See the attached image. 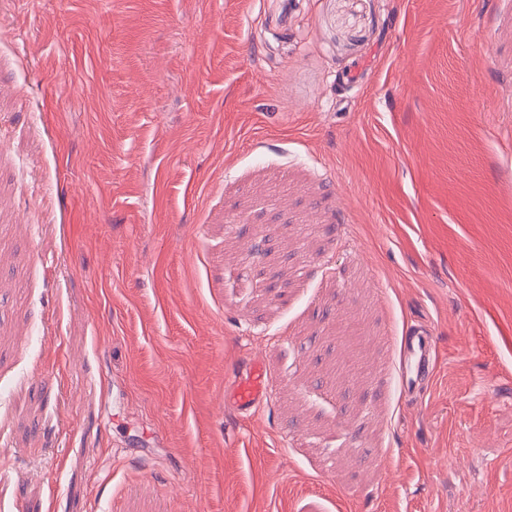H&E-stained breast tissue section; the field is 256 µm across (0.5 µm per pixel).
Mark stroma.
<instances>
[{"label": "stroma", "mask_w": 512, "mask_h": 512, "mask_svg": "<svg viewBox=\"0 0 512 512\" xmlns=\"http://www.w3.org/2000/svg\"><path fill=\"white\" fill-rule=\"evenodd\" d=\"M283 10L0 0V512H512V0ZM436 362L437 349L430 329L419 327L404 336L399 344V376L405 392L427 387ZM271 386L261 364L255 362L245 375L238 377L226 397L240 411H249L263 403L270 395Z\"/></svg>", "instance_id": "35a3bbf8"}]
</instances>
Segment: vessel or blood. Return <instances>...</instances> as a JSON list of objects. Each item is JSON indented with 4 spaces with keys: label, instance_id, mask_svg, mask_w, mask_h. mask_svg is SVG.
I'll return each instance as SVG.
<instances>
[{
    "label": "vessel or blood",
    "instance_id": "vessel-or-blood-1",
    "mask_svg": "<svg viewBox=\"0 0 512 512\" xmlns=\"http://www.w3.org/2000/svg\"><path fill=\"white\" fill-rule=\"evenodd\" d=\"M437 349L430 329L419 327L409 332L399 344V376L405 391L422 390L433 377ZM271 386L261 364H253L249 372L239 376L226 396L239 410L248 411L263 403Z\"/></svg>",
    "mask_w": 512,
    "mask_h": 512
}]
</instances>
